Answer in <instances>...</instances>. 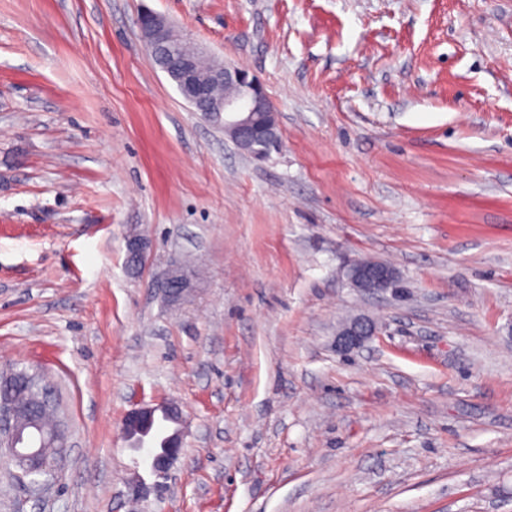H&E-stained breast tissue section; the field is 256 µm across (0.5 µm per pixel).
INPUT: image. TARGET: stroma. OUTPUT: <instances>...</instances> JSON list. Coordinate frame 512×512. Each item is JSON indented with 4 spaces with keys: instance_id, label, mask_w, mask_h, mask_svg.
Masks as SVG:
<instances>
[{
    "instance_id": "obj_1",
    "label": "stroma",
    "mask_w": 512,
    "mask_h": 512,
    "mask_svg": "<svg viewBox=\"0 0 512 512\" xmlns=\"http://www.w3.org/2000/svg\"><path fill=\"white\" fill-rule=\"evenodd\" d=\"M148 10L258 77L279 150L194 112ZM361 259L393 288H354ZM357 315L377 333L341 352ZM16 366L70 448L39 490L0 465V512H512V0H0ZM162 401L186 433L161 488L121 423ZM140 29L145 41L148 53L153 57L156 64L170 54L167 45L173 33L170 23L162 16L144 12L140 17ZM144 32L149 33V37H144ZM152 249V242L145 237L135 235L127 243V262L131 266H140ZM159 289H161L168 301L177 302L194 288H192V279L183 267L175 264L161 282Z\"/></svg>"
}]
</instances>
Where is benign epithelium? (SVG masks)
<instances>
[{
	"mask_svg": "<svg viewBox=\"0 0 512 512\" xmlns=\"http://www.w3.org/2000/svg\"><path fill=\"white\" fill-rule=\"evenodd\" d=\"M141 32L149 33L145 39L148 53L158 62L170 54L168 42L173 34L170 23L162 16L145 12L140 17ZM176 88L183 99L205 119H217L224 132L237 147L247 155L261 158L262 143L280 142L274 105L263 85L248 71L232 63L213 69L207 76L199 74L195 56H182L175 70ZM222 84L230 89L224 98L211 95V87ZM152 249V242L140 235L129 238L127 262L131 266L141 265ZM351 284L366 292H382L396 278L393 268L378 262L357 263L350 267ZM160 289L170 302H177L192 291V279L182 266L173 265ZM375 328L365 320H355L338 333L337 346L343 352L358 348L374 335ZM41 391L39 403L28 410L29 422L24 427L15 423L16 410L11 401L0 402V447L4 456L22 472L33 468H44L43 453L54 448L57 458L69 448L65 425L43 432L39 417L55 406V391L43 378L36 379ZM184 419L175 404L164 401L156 405H142L129 410L122 423L124 437L136 439V448L154 443L157 434H162L160 443L151 449L148 467L159 479L168 478L171 468L182 454L184 445Z\"/></svg>",
	"mask_w": 512,
	"mask_h": 512,
	"instance_id": "benign-epithelium-1",
	"label": "benign epithelium"
}]
</instances>
